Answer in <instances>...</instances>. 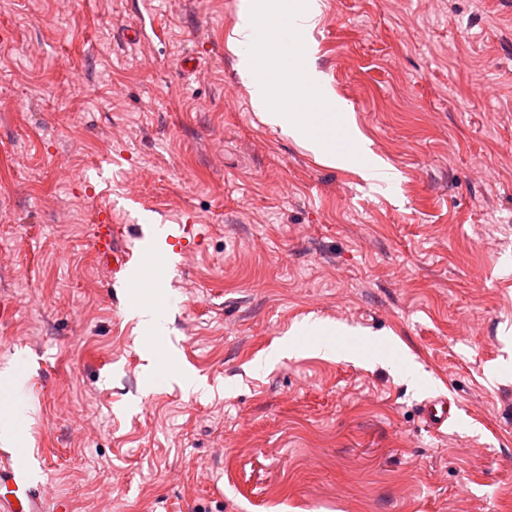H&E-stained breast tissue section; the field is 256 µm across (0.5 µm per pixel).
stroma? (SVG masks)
<instances>
[{
	"label": "stroma",
	"instance_id": "35a3bbf8",
	"mask_svg": "<svg viewBox=\"0 0 512 512\" xmlns=\"http://www.w3.org/2000/svg\"><path fill=\"white\" fill-rule=\"evenodd\" d=\"M239 2L0 0V425L70 512H512V0H318L388 192L261 120ZM106 215L195 227L175 358ZM314 320L349 333L278 355ZM134 315L141 328L151 334H157L160 329H164L167 321L163 308L159 305H137ZM418 409L419 417L425 426L437 433H441L444 426L448 427V421L455 413L452 403L443 396L422 401Z\"/></svg>",
	"mask_w": 512,
	"mask_h": 512
}]
</instances>
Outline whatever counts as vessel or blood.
Here are the masks:
<instances>
[{
  "mask_svg": "<svg viewBox=\"0 0 512 512\" xmlns=\"http://www.w3.org/2000/svg\"><path fill=\"white\" fill-rule=\"evenodd\" d=\"M190 227L186 224L164 232L161 239L145 242L135 236L130 244L118 242V228L109 224L96 227L94 246L101 254L112 257V276L130 279L138 263L160 256L163 245L187 238ZM454 415V407L446 397L438 396L422 401L419 417L426 427L438 432L447 426ZM0 512H68L67 503L44 494L35 485L30 471V456L23 446H15L7 458L0 459Z\"/></svg>",
  "mask_w": 512,
  "mask_h": 512,
  "instance_id": "b4317fda",
  "label": "vessel or blood"
}]
</instances>
